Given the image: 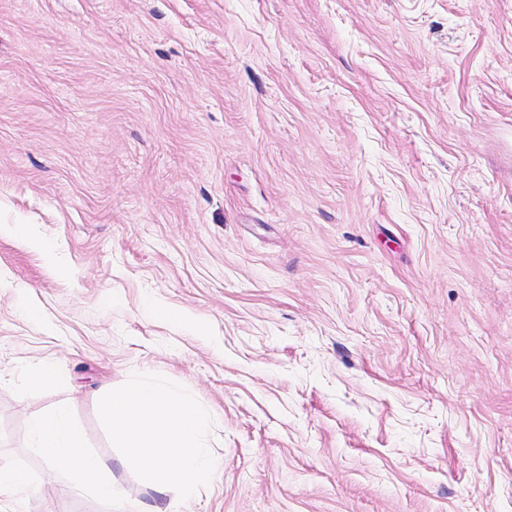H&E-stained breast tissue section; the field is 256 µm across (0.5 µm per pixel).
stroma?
I'll use <instances>...</instances> for the list:
<instances>
[{"label":"stroma","mask_w":512,"mask_h":512,"mask_svg":"<svg viewBox=\"0 0 512 512\" xmlns=\"http://www.w3.org/2000/svg\"><path fill=\"white\" fill-rule=\"evenodd\" d=\"M136 373L195 500L119 464ZM58 412L160 512H512V0H0V468L114 512ZM33 432L48 464L64 465L68 476L77 486L89 489L113 502L116 511L151 512L147 511L142 502H130L119 495L112 484V477L108 476L107 464L102 459L85 452L79 437L63 415H54L36 421Z\"/></svg>","instance_id":"1"}]
</instances>
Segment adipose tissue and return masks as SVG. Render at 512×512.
Returning a JSON list of instances; mask_svg holds the SVG:
<instances>
[{
	"label": "adipose tissue",
	"mask_w": 512,
	"mask_h": 512,
	"mask_svg": "<svg viewBox=\"0 0 512 512\" xmlns=\"http://www.w3.org/2000/svg\"><path fill=\"white\" fill-rule=\"evenodd\" d=\"M33 432L48 464L64 465L68 476L77 486L113 502L117 512H147L143 503L131 502L119 495L107 464L85 452L79 437L64 416L54 415L36 421Z\"/></svg>",
	"instance_id": "ef3b65f1"
}]
</instances>
